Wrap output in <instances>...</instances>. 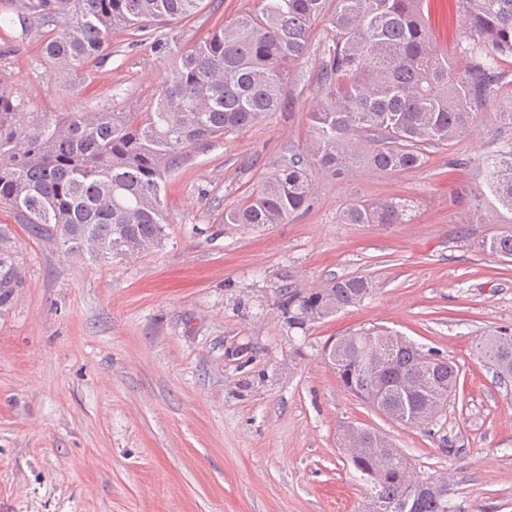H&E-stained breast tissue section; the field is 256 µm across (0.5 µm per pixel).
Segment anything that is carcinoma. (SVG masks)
Wrapping results in <instances>:
<instances>
[{
    "mask_svg": "<svg viewBox=\"0 0 512 512\" xmlns=\"http://www.w3.org/2000/svg\"><path fill=\"white\" fill-rule=\"evenodd\" d=\"M202 0H15L0 25L46 29L41 52L73 74L107 56L112 36L155 27V54L170 60L164 79L128 110L45 112L13 95L0 76V204L33 235L92 262L135 259L167 239L161 183L186 151L239 134L281 110L293 66L313 29L331 32L316 75L320 105L308 113L302 150L224 212V223L286 224L306 211L314 173L365 167L377 173L422 167L427 148L467 137L477 109L496 92L498 61L512 57V0H459L470 63L448 60L430 36L427 0H254L252 10L216 22L185 48L159 28L188 20ZM485 216L509 228L480 247L512 257V151L484 166ZM412 204L398 197L358 199L342 224H406ZM18 271L0 250V304ZM365 276L326 288L280 286L274 305L288 326L328 317L372 294ZM360 327L336 337L326 356L342 386L363 401L382 393L406 425L418 427L456 396L459 370L438 349L391 330ZM478 358L512 379V334L479 337ZM438 356V362L424 355ZM365 451L351 455L366 484L365 512H453L448 485L422 478L399 449L363 429Z\"/></svg>",
    "mask_w": 512,
    "mask_h": 512,
    "instance_id": "carcinoma-1",
    "label": "carcinoma"
}]
</instances>
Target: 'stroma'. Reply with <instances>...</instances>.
I'll return each instance as SVG.
<instances>
[{
	"mask_svg": "<svg viewBox=\"0 0 512 512\" xmlns=\"http://www.w3.org/2000/svg\"><path fill=\"white\" fill-rule=\"evenodd\" d=\"M251 0H204L174 31L184 46ZM436 46L466 62L457 0H429ZM40 34L0 29V72L46 112L132 108L165 76L148 34L120 32L82 79L55 74ZM327 42L315 28L287 105L239 135L188 150L167 177L164 244L132 262L88 263L33 236L0 205L20 281L0 305V512H361L344 454L350 426L387 433L424 477L446 479L455 512H512V382L473 354L512 331V259L473 202L476 166L512 150V58L470 136L428 148L421 168L316 175L308 211L243 227L224 212L304 144ZM412 201L407 224H342L354 198ZM375 283L359 305L303 328L270 304L275 287L339 277ZM381 325L459 369L437 425L391 422L346 391L327 341Z\"/></svg>",
	"mask_w": 512,
	"mask_h": 512,
	"instance_id": "35a3bbf8",
	"label": "stroma"
}]
</instances>
